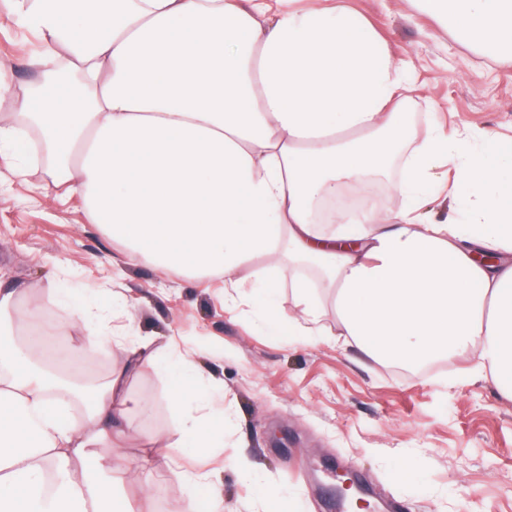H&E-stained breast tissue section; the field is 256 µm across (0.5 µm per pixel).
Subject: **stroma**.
Masks as SVG:
<instances>
[{
    "mask_svg": "<svg viewBox=\"0 0 512 512\" xmlns=\"http://www.w3.org/2000/svg\"><path fill=\"white\" fill-rule=\"evenodd\" d=\"M410 62L418 90L413 118L435 110L450 128L512 139V67L499 66L446 28L419 15L411 0H349ZM44 53L0 0V68L14 78V96L39 80ZM0 154V282L22 289L24 308H41L54 356L73 377L109 381L118 351L73 356L86 331L62 291L84 290L88 303L111 298L103 326L126 345L146 340L173 358L196 350L205 376L199 386L224 397V431L213 447L190 456L155 453L186 405L170 400L154 368H130L121 395L147 402L129 409L121 432L99 447L130 469L112 479L137 512H174L188 493L175 467L212 473L218 512H264V494L287 497L292 512H330L335 471H354L373 502L400 512H512V400L494 383L470 374L471 361L418 375L401 373L336 343V317L325 312L326 339L288 344L268 336L249 302L224 309L220 278L194 280L153 266L124 263L119 245L92 224L85 202L60 199L39 170L17 177ZM245 457L256 471L239 476Z\"/></svg>",
    "mask_w": 512,
    "mask_h": 512,
    "instance_id": "obj_1",
    "label": "stroma"
}]
</instances>
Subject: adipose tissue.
Returning a JSON list of instances; mask_svg holds the SVG:
<instances>
[{
	"label": "adipose tissue",
	"mask_w": 512,
	"mask_h": 512,
	"mask_svg": "<svg viewBox=\"0 0 512 512\" xmlns=\"http://www.w3.org/2000/svg\"><path fill=\"white\" fill-rule=\"evenodd\" d=\"M457 38L512 66V0H415ZM47 54L43 78L0 115V151L40 166L130 261L190 278L247 281L269 336L315 342L333 307L345 344L385 363L473 358L512 399V143L448 134L406 112L409 63L344 0H35L15 11ZM453 164L442 188L437 171ZM386 178L406 205L337 207ZM442 218L422 211L439 194ZM296 313L277 316L281 284ZM21 293L0 289V512H135L96 448L128 409L113 392L150 365L191 399L195 351L167 362L127 346L124 365L85 395L74 423L31 335ZM175 427L211 447L224 407Z\"/></svg>",
	"instance_id": "adipose-tissue-1"
}]
</instances>
